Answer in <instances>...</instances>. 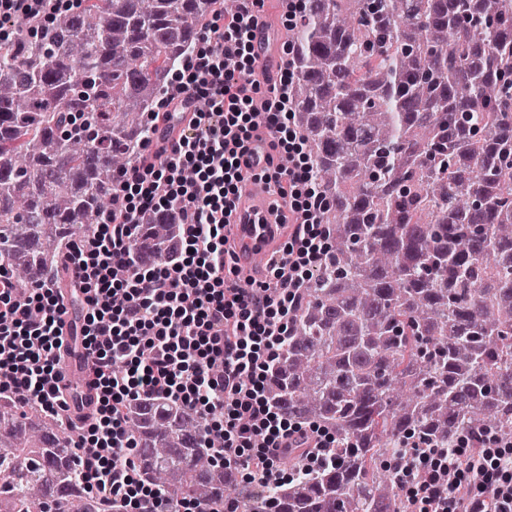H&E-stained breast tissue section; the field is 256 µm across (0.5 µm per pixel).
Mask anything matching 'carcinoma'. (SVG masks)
<instances>
[{
    "mask_svg": "<svg viewBox=\"0 0 512 512\" xmlns=\"http://www.w3.org/2000/svg\"><path fill=\"white\" fill-rule=\"evenodd\" d=\"M237 0H87L1 21L0 273L18 293L112 207L153 136L145 113L215 10ZM290 101L330 230L267 375L290 419L336 435L334 463L242 496L224 437L166 399L135 402L142 481L169 508L402 512L390 449L512 437V0H307ZM176 226L151 214L131 248L165 264ZM37 404L0 398V512H103L72 445Z\"/></svg>",
    "mask_w": 512,
    "mask_h": 512,
    "instance_id": "carcinoma-1",
    "label": "carcinoma"
}]
</instances>
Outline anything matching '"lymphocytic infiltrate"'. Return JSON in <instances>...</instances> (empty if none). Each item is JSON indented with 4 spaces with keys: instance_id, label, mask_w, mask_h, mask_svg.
<instances>
[{
    "instance_id": "1",
    "label": "lymphocytic infiltrate",
    "mask_w": 512,
    "mask_h": 512,
    "mask_svg": "<svg viewBox=\"0 0 512 512\" xmlns=\"http://www.w3.org/2000/svg\"><path fill=\"white\" fill-rule=\"evenodd\" d=\"M256 0L209 29L203 49L186 60L185 82L169 89L151 129L192 117L161 166L141 163L119 179L110 213L93 238L66 262L82 294L86 382L96 408L76 445L86 490L112 512H166L161 493L139 485L130 454L127 407L164 397L224 416L220 453L245 486L282 482L288 450L303 448L302 470H313L335 446L323 428L302 426L274 409L266 378L289 331L297 297L327 252L319 214L324 197L313 165L301 159L288 97L278 86L260 96L254 77ZM207 98L208 111L197 102ZM265 154L261 177H273L288 206V239L277 282L242 288L225 274V230L241 197L251 152ZM176 211V260L160 268L132 261L131 241L147 213ZM67 312L49 280L17 297L0 273V395L71 420L62 356ZM396 484L404 512H512V441L459 437L429 450L396 447Z\"/></svg>"
}]
</instances>
